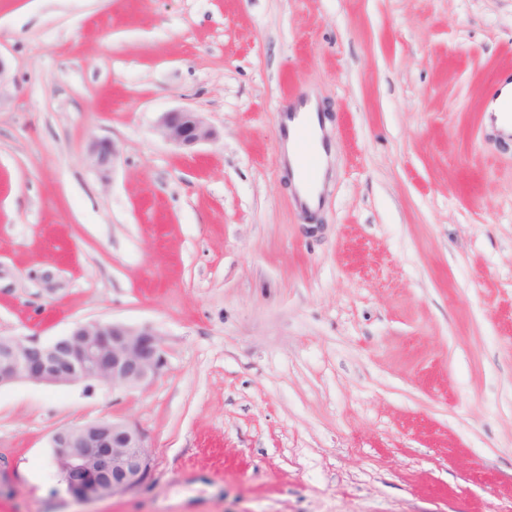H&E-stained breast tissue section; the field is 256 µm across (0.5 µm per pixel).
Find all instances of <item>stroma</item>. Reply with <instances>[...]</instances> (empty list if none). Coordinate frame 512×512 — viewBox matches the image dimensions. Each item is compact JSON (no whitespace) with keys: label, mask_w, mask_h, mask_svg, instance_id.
<instances>
[{"label":"stroma","mask_w":512,"mask_h":512,"mask_svg":"<svg viewBox=\"0 0 512 512\" xmlns=\"http://www.w3.org/2000/svg\"><path fill=\"white\" fill-rule=\"evenodd\" d=\"M507 76L512 0H0V335L147 325L167 358L0 388V512H512ZM294 95L332 147L315 215ZM181 107L218 139L166 143ZM103 418L152 472L79 502L50 439ZM288 121V133L295 144V171L300 191L296 196L298 206L308 211L309 206L320 198L318 187L323 166V153L327 152V142L323 131L321 112L314 111L310 101L303 97L296 98L288 105V112H283ZM89 153L100 173L107 174L113 167L116 150L112 142L108 140L94 141L90 145Z\"/></svg>","instance_id":"stroma-1"}]
</instances>
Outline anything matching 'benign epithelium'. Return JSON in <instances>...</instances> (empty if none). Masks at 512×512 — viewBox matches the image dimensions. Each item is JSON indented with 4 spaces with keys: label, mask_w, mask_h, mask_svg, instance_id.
I'll list each match as a JSON object with an SVG mask.
<instances>
[{
    "label": "benign epithelium",
    "mask_w": 512,
    "mask_h": 512,
    "mask_svg": "<svg viewBox=\"0 0 512 512\" xmlns=\"http://www.w3.org/2000/svg\"><path fill=\"white\" fill-rule=\"evenodd\" d=\"M157 131L170 145L191 150L218 138L201 113L182 108L163 112ZM97 170L113 167L112 142H92ZM160 333L150 326L106 320L78 322L65 336L42 344L22 336H0V387L18 381L49 386L108 385L135 390L149 385L166 367ZM147 434L108 419L62 428L50 440L51 460L61 483L83 501L133 490L150 476Z\"/></svg>",
    "instance_id": "1"
}]
</instances>
